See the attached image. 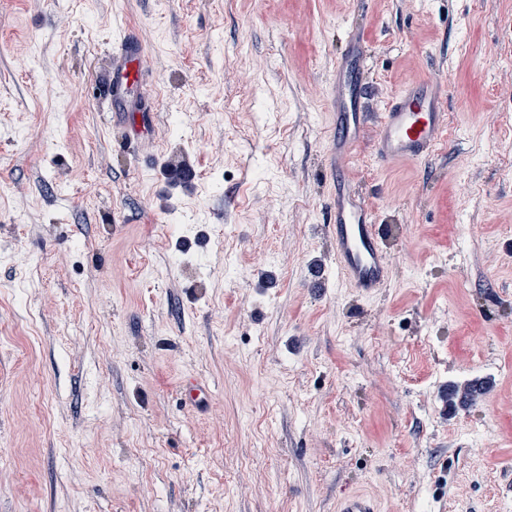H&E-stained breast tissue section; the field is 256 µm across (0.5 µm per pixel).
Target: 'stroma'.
Listing matches in <instances>:
<instances>
[{
  "instance_id": "35a3bbf8",
  "label": "stroma",
  "mask_w": 512,
  "mask_h": 512,
  "mask_svg": "<svg viewBox=\"0 0 512 512\" xmlns=\"http://www.w3.org/2000/svg\"><path fill=\"white\" fill-rule=\"evenodd\" d=\"M128 26L143 81L116 105ZM352 35L368 111L431 74L448 98L426 161L378 164L361 133L349 176L398 228L373 297L324 229ZM117 111L154 113L150 135ZM349 492L512 512V0H0V512Z\"/></svg>"
}]
</instances>
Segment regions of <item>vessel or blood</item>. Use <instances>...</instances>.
Listing matches in <instances>:
<instances>
[{"mask_svg":"<svg viewBox=\"0 0 512 512\" xmlns=\"http://www.w3.org/2000/svg\"><path fill=\"white\" fill-rule=\"evenodd\" d=\"M141 52V43L129 35L113 46V100H124L128 88L139 81L135 64ZM363 59L356 39H349L336 61L330 88L335 114L328 162L340 178L357 151L360 131L369 119L363 110L367 95ZM444 83L439 75L426 78L386 100L373 140V154L380 164L421 161L440 144L447 129ZM326 230L344 283L364 296L386 287L391 265L388 241L394 229L373 222L361 193L345 188L341 182L337 184ZM336 512H378V507L367 495L350 493L338 499Z\"/></svg>","mask_w":512,"mask_h":512,"instance_id":"1","label":"vessel or blood"}]
</instances>
